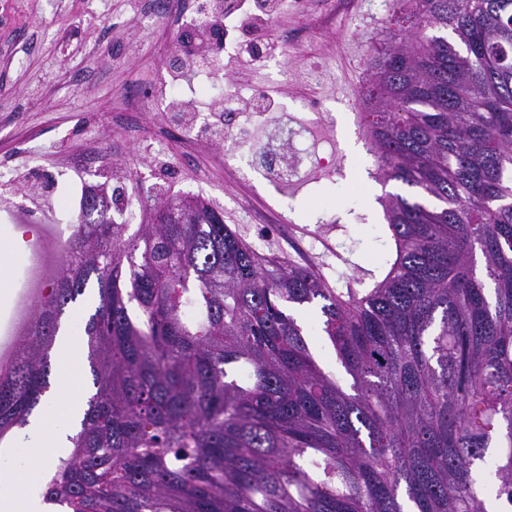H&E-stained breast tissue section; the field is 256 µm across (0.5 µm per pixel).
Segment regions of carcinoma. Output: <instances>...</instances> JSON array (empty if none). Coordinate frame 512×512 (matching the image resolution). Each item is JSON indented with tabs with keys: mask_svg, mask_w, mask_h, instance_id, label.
<instances>
[{
	"mask_svg": "<svg viewBox=\"0 0 512 512\" xmlns=\"http://www.w3.org/2000/svg\"><path fill=\"white\" fill-rule=\"evenodd\" d=\"M408 2L414 22L369 61L368 130L384 179L441 205L389 196L395 257L373 287L266 259L202 202L127 237L85 198L0 373L2 440L41 405L61 318L96 279L92 392L47 503L486 512L483 492L512 509V0ZM305 305L349 387L289 313Z\"/></svg>",
	"mask_w": 512,
	"mask_h": 512,
	"instance_id": "1",
	"label": "carcinoma"
}]
</instances>
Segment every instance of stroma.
<instances>
[{
  "label": "stroma",
  "instance_id": "35a3bbf8",
  "mask_svg": "<svg viewBox=\"0 0 512 512\" xmlns=\"http://www.w3.org/2000/svg\"><path fill=\"white\" fill-rule=\"evenodd\" d=\"M88 0H64L61 13L45 17L32 0H0V198L40 202L60 222H75L82 186L107 184L120 193L121 209H135L127 232L152 223L154 209L172 198H201L220 211L225 224L262 256L283 258L282 240L310 244V266L330 285L363 283L381 269L393 245L383 232V203L399 192L383 182L365 121L367 63L398 27L406 4L393 0H302L281 9L252 31L230 30L229 40L260 34L287 41L288 75L271 65L246 68L225 55L219 79L195 78L202 92L199 124L212 130L223 115L211 99L224 89H261L273 113L308 119L303 106L321 100L330 125H313L327 166H313L304 182L275 186L260 175L239 179L224 165V143L214 134L196 146L183 139L168 104L179 83L168 64L180 55L179 30L164 22L145 25L149 0H110L106 16ZM152 90L153 107L137 104ZM166 146L163 158L151 150ZM92 156L81 182L71 178L75 157ZM277 204L287 227L269 223Z\"/></svg>",
  "mask_w": 512,
  "mask_h": 512
}]
</instances>
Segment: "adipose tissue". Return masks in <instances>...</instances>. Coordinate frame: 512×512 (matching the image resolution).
I'll list each match as a JSON object with an SVG mask.
<instances>
[{
  "label": "adipose tissue",
  "mask_w": 512,
  "mask_h": 512,
  "mask_svg": "<svg viewBox=\"0 0 512 512\" xmlns=\"http://www.w3.org/2000/svg\"><path fill=\"white\" fill-rule=\"evenodd\" d=\"M57 366L65 389H52L41 413L0 447V512H44L39 485L47 469L70 451L84 369L70 337L58 344Z\"/></svg>",
  "instance_id": "1"
}]
</instances>
